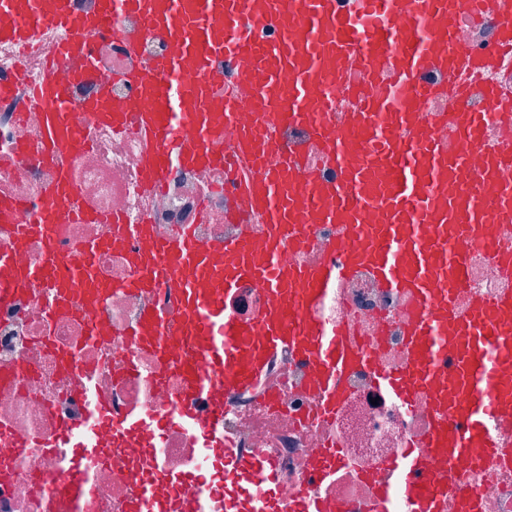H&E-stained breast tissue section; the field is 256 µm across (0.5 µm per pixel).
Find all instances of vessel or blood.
Returning a JSON list of instances; mask_svg holds the SVG:
<instances>
[{
	"label": "vessel or blood",
	"mask_w": 512,
	"mask_h": 512,
	"mask_svg": "<svg viewBox=\"0 0 512 512\" xmlns=\"http://www.w3.org/2000/svg\"><path fill=\"white\" fill-rule=\"evenodd\" d=\"M499 25L494 44L472 49L458 36L463 14L481 18L478 0H358L356 11L339 0H99L91 13L73 0H0V43L23 45L61 32L30 90L29 108L42 114V148L16 155L56 166L39 215L26 220L28 203L0 197V223H27L44 246L39 265L21 264L22 244L0 253V300L55 282L48 313L78 314L91 336L110 334L97 316L112 290L130 294L175 279L181 319L171 324L142 314L130 330L135 350L155 358V378L176 379L181 401L173 420L190 419L185 401L212 391L210 418L200 426L217 434L224 397L256 387L270 359L288 352L312 365L306 391L321 399L320 412L339 410L350 375L367 366L368 353L346 324L327 326L314 315L339 280L367 270L378 285L407 297L406 362L376 370L374 381L407 403L432 405L429 433L420 448L382 463L369 478L379 501L397 495L405 512H441L448 495L422 472L423 453L458 465L504 459L493 427L512 429V293L492 304L464 299L465 254L480 248L512 276V250L500 247L512 224V147L487 140L491 127L512 137V91L491 74L512 56V0H494ZM141 20L127 30L115 19ZM273 26L266 42L253 30ZM104 39L135 49L160 39L168 49L147 64L101 76L93 53ZM231 61L232 92L211 77ZM471 75L484 76L483 105H467ZM83 81L95 95L73 104L69 85ZM133 90L112 95L113 82ZM348 100L336 109L337 96ZM441 111L426 113L428 102ZM136 120L147 139L143 187L159 190L171 158L189 166L221 167L230 174L229 216L247 227L221 249L199 246L190 230L157 238L140 224L105 243L79 247L77 262L55 247V226L65 211L96 221L79 208L63 157L89 144L86 124L122 132ZM230 138L232 152L213 141ZM332 167L324 179L318 164ZM332 224L336 237L322 263L307 266L293 254L314 225ZM126 252L134 269L120 284L101 279L93 255ZM244 283L266 301L245 320L224 301ZM454 367L442 368L445 353ZM91 425H104L113 444L134 439L148 446L159 417L132 420L94 402ZM83 449H76L63 480L70 499L86 481ZM340 449H316L311 470L325 482ZM265 458L244 454L241 477L271 474ZM155 485L133 481L127 512H152Z\"/></svg>",
	"instance_id": "b4317fda"
}]
</instances>
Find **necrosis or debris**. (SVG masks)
<instances>
[{"label":"necrosis or debris","mask_w":512,"mask_h":512,"mask_svg":"<svg viewBox=\"0 0 512 512\" xmlns=\"http://www.w3.org/2000/svg\"><path fill=\"white\" fill-rule=\"evenodd\" d=\"M166 49L159 39L133 51L102 42L97 58L109 74L144 63ZM25 95L21 85L13 99L0 101V196L24 197L37 204L56 170L10 161L18 143L35 148L41 141V115L24 111ZM146 147V140L136 132L92 129L89 148L74 155L68 167L80 203L100 220L86 223L73 218L58 224L62 254H69L73 245L110 236L113 227L107 219L114 214L129 224L150 225L160 238L189 228L205 247L222 246L240 232V225L226 219L229 200L223 170L174 159L162 189L143 191L141 158ZM466 285L469 294L489 303L512 291V279L501 275L490 256L475 250L469 255ZM49 296V286L43 285L0 303V370L13 371L8 382L0 383V423L8 433L29 440L23 453L0 460L6 472L0 478V512H71L66 501L49 492L45 481L62 472L73 449L96 447L98 432L84 424L89 399L106 396L113 412L136 416L164 413L178 397L177 381L155 383L151 355L133 350L127 336L146 310L167 317L175 314L168 286L134 295L116 291L105 298L98 316L110 325L111 334L103 343L90 339L83 319L65 315L46 320ZM406 313L405 299L383 291L364 271L338 282L315 309L316 317L326 323H347L377 362L393 368L405 362ZM70 347L79 350V367L67 372L53 351ZM130 359L137 364L138 377L121 380L118 373ZM309 374V369L283 353L270 362L259 390L225 397L222 446H215L195 423L165 422L148 448L120 446L111 449L108 460L88 459L91 477L82 490L78 512H125L130 480L147 456L153 460V477L167 492L157 512H169V500L186 494L200 500L201 512H289L299 487L309 479L313 449L325 445L341 448L344 454L329 480L316 489L329 512H405L397 497L379 505L365 476L423 439L432 414L428 401L408 404L393 397L374 385L370 369L364 368L352 374L348 399L327 418L317 411L319 399L302 387ZM61 422L73 426L64 442L57 439ZM249 452L271 460L273 480H237L236 459ZM425 474L450 488L443 512H462L455 491L459 485L473 491L478 512H512V458L461 472L429 459Z\"/></svg>","instance_id":"obj_1"}]
</instances>
